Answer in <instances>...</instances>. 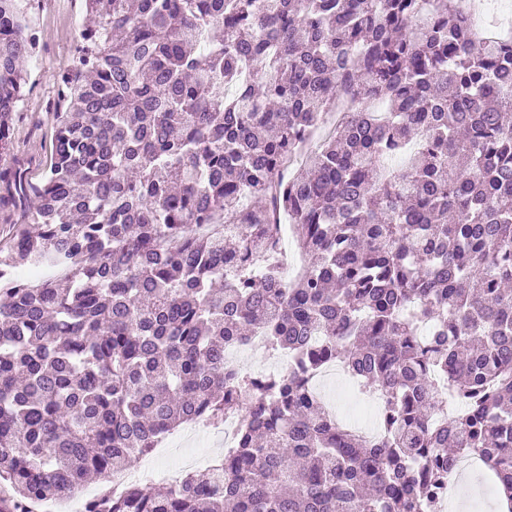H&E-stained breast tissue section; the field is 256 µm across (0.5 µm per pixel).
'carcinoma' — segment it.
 <instances>
[{
  "instance_id": "1",
  "label": "carcinoma",
  "mask_w": 512,
  "mask_h": 512,
  "mask_svg": "<svg viewBox=\"0 0 512 512\" xmlns=\"http://www.w3.org/2000/svg\"><path fill=\"white\" fill-rule=\"evenodd\" d=\"M29 2L0 0L1 152ZM85 5L42 181L0 166L21 217L0 247V512L228 413L223 480L131 483L87 512H435L474 453L512 504V42L475 47L459 0L428 21L423 0ZM255 334L288 374L225 366ZM333 362L382 397L378 438L313 387Z\"/></svg>"
}]
</instances>
